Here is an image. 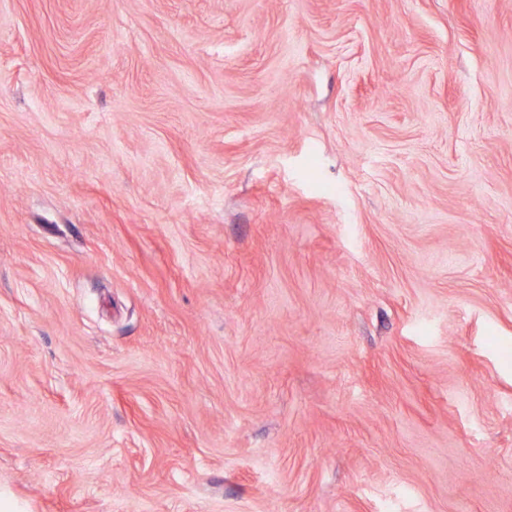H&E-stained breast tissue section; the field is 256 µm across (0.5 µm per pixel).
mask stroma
<instances>
[{"label": "stroma", "mask_w": 512, "mask_h": 512, "mask_svg": "<svg viewBox=\"0 0 512 512\" xmlns=\"http://www.w3.org/2000/svg\"><path fill=\"white\" fill-rule=\"evenodd\" d=\"M0 512H512V0H0Z\"/></svg>", "instance_id": "35a3bbf8"}]
</instances>
